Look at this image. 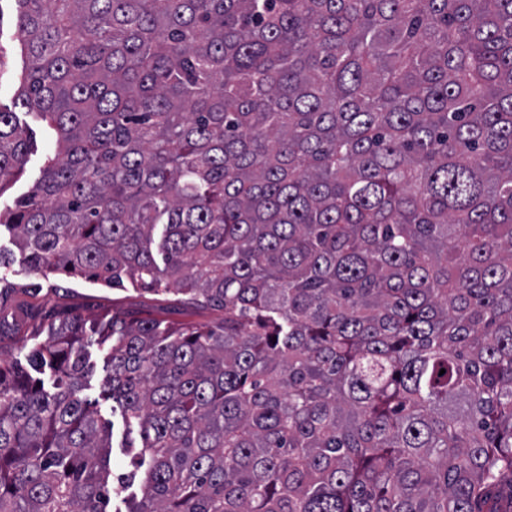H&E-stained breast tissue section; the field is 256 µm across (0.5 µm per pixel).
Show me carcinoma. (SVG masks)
Here are the masks:
<instances>
[{"label":"carcinoma","instance_id":"cac0c4a2","mask_svg":"<svg viewBox=\"0 0 512 512\" xmlns=\"http://www.w3.org/2000/svg\"><path fill=\"white\" fill-rule=\"evenodd\" d=\"M17 2L56 143L0 268L221 315L24 330L0 294V512H503L512 0ZM29 150L0 108V191ZM88 351L91 370L87 377V389L83 391V396L93 402L103 418L113 422L112 438L114 448H112V459L114 464L131 469L132 467H129L131 455L125 454L124 448H119L126 433V426L117 407H114L117 411L112 413V404L113 406H116V404L101 394L103 384L109 373L105 362L107 351L98 348L97 345L89 347Z\"/></svg>","mask_w":512,"mask_h":512}]
</instances>
